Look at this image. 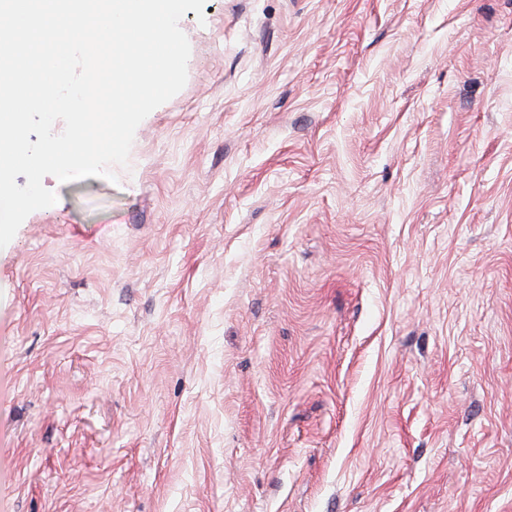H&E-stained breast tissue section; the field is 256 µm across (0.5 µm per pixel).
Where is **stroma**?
Returning a JSON list of instances; mask_svg holds the SVG:
<instances>
[{"label": "stroma", "mask_w": 512, "mask_h": 512, "mask_svg": "<svg viewBox=\"0 0 512 512\" xmlns=\"http://www.w3.org/2000/svg\"><path fill=\"white\" fill-rule=\"evenodd\" d=\"M179 27L0 249V512H512V0Z\"/></svg>", "instance_id": "stroma-1"}]
</instances>
